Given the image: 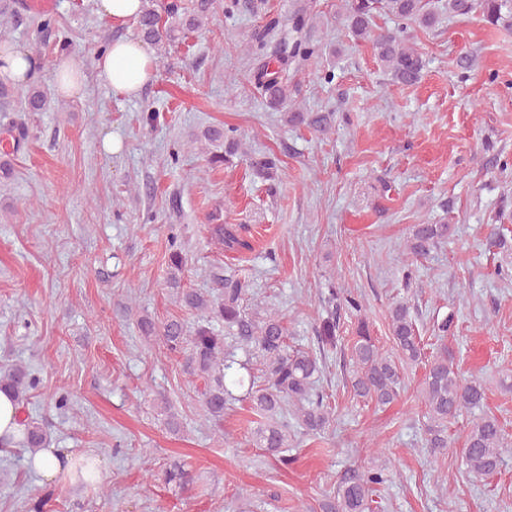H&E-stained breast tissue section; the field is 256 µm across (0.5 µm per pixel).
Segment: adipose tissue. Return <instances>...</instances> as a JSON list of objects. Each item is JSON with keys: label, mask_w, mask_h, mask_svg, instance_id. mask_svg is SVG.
<instances>
[{"label": "adipose tissue", "mask_w": 512, "mask_h": 512, "mask_svg": "<svg viewBox=\"0 0 512 512\" xmlns=\"http://www.w3.org/2000/svg\"><path fill=\"white\" fill-rule=\"evenodd\" d=\"M95 68L112 91L136 95L156 77V67L141 42L122 39L95 55Z\"/></svg>", "instance_id": "ef3b65f1"}]
</instances>
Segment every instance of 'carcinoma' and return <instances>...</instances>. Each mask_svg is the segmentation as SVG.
<instances>
[{
	"label": "carcinoma",
	"mask_w": 512,
	"mask_h": 512,
	"mask_svg": "<svg viewBox=\"0 0 512 512\" xmlns=\"http://www.w3.org/2000/svg\"><path fill=\"white\" fill-rule=\"evenodd\" d=\"M142 10L136 16L141 37L160 47L171 46L179 35L201 28L204 20L224 7L228 10H258L254 0H180L163 4L159 0H142ZM344 22L359 39L372 43L374 54L402 86L417 84L424 70L422 56L405 46L396 31L372 32V19L378 12H388L401 24H415L423 28L435 25L438 13L431 0H345ZM481 8L484 20L492 26L512 28V0H446L443 8L448 13L466 15ZM36 33L43 39L59 36L55 18L42 15L34 20ZM315 54V46L308 39L285 37L279 49L271 54H259L251 80L269 108L278 111L288 101V66L305 62ZM25 108L39 112L46 104L44 92L37 83L24 90ZM334 121L332 112H291L289 122L306 125L318 133H326ZM224 138V157L211 161L230 164L239 152V140L233 134L215 130L207 138ZM236 224H217L216 236L224 243V250L237 252L249 247ZM448 224H415L405 243L407 254L422 258L448 240ZM172 272L168 279L177 299L197 314L194 335H186L184 323L169 320L155 326L147 317L140 319L139 327L147 337L157 336L166 349L181 353L189 347L185 367L189 374L205 377L208 383L202 392L204 416L216 424L224 420V410L234 401H248L250 412L257 417L252 441L279 462L288 464L290 424L304 434L319 437L329 426L332 408L328 396L317 388L330 352L348 347L346 372L353 397L377 406L393 403L400 395L406 369L424 368L422 382L426 408L427 429L425 447L433 455L448 453V421L466 413L470 415L462 462L468 476L487 480L495 476L503 465L504 453L512 448V438L498 418L486 411L487 387L478 378L460 376L448 348L440 346L426 352L420 334L418 319L411 306L401 300L389 308L390 349L384 351L371 335L369 323L362 317V296L344 291L330 281L322 293L324 316L315 328L317 349H304L290 342L288 328L277 312L249 311V282L236 270L226 267L214 272L213 279L219 292L205 295L180 287L184 260L175 250L169 257ZM356 317L353 336L340 335L342 313ZM224 323V333L216 332L214 322ZM455 317L448 314L433 324L437 340L453 333ZM36 386L22 366L12 365L0 376V389L10 391L20 399ZM18 445L35 452L45 445V433L32 422L25 423V432ZM390 481L387 468L355 465L340 475L336 491L322 505L323 512H374L373 495Z\"/></svg>",
	"instance_id": "carcinoma-1"
}]
</instances>
